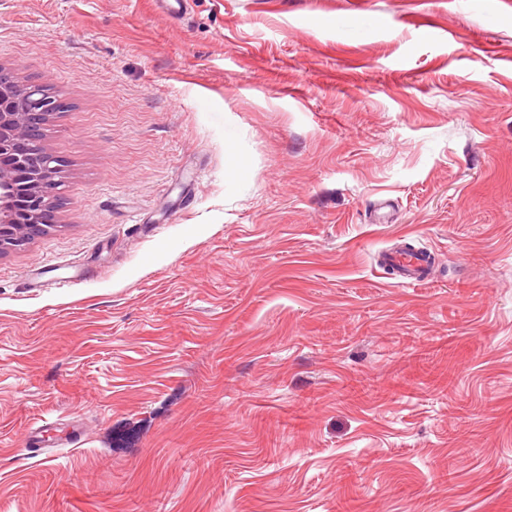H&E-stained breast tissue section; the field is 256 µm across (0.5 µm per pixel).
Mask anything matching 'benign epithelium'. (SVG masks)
<instances>
[{
  "mask_svg": "<svg viewBox=\"0 0 512 512\" xmlns=\"http://www.w3.org/2000/svg\"><path fill=\"white\" fill-rule=\"evenodd\" d=\"M60 101L41 82L20 84L0 70V255L58 227L61 161L44 145Z\"/></svg>",
  "mask_w": 512,
  "mask_h": 512,
  "instance_id": "1",
  "label": "benign epithelium"
}]
</instances>
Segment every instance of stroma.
I'll list each match as a JSON object with an SVG mask.
<instances>
[{
    "label": "stroma",
    "instance_id": "35a3bbf8",
    "mask_svg": "<svg viewBox=\"0 0 512 512\" xmlns=\"http://www.w3.org/2000/svg\"><path fill=\"white\" fill-rule=\"evenodd\" d=\"M0 67L64 104L0 512H512V9L0 0ZM379 262L398 269L401 284L416 285L432 279L433 268H429L417 257L404 251L387 249L379 253Z\"/></svg>",
    "mask_w": 512,
    "mask_h": 512
}]
</instances>
